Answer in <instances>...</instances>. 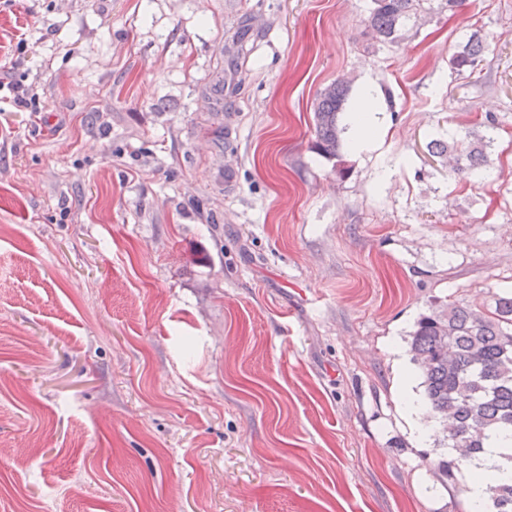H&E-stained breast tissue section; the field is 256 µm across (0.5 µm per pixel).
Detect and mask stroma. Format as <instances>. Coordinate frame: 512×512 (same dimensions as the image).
Returning a JSON list of instances; mask_svg holds the SVG:
<instances>
[{
  "mask_svg": "<svg viewBox=\"0 0 512 512\" xmlns=\"http://www.w3.org/2000/svg\"><path fill=\"white\" fill-rule=\"evenodd\" d=\"M371 2L0 0L42 106L0 92V512H467L409 333L512 290V0L369 49ZM341 76L343 177L312 148ZM466 130L480 182L426 148ZM487 47V41L480 32H473L454 54L452 60L454 68L458 72H463L464 69H471V72H473L481 62Z\"/></svg>",
  "mask_w": 512,
  "mask_h": 512,
  "instance_id": "35a3bbf8",
  "label": "stroma"
}]
</instances>
